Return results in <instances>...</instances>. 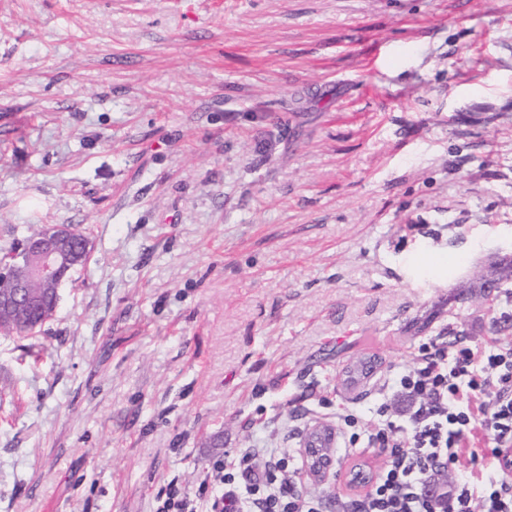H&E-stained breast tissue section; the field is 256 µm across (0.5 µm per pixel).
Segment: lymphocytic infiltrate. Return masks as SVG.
<instances>
[{"label": "lymphocytic infiltrate", "mask_w": 512, "mask_h": 512, "mask_svg": "<svg viewBox=\"0 0 512 512\" xmlns=\"http://www.w3.org/2000/svg\"><path fill=\"white\" fill-rule=\"evenodd\" d=\"M336 435L344 455L385 458L369 491L343 501V512H512V472L499 459L512 443V343L430 339L412 367L379 377L361 415L337 414ZM464 451L479 471L456 470ZM256 457L214 461L192 494L167 483L157 512H323L279 467L256 471ZM449 471L453 480L440 483Z\"/></svg>", "instance_id": "obj_1"}]
</instances>
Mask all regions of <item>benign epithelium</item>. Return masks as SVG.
I'll return each instance as SVG.
<instances>
[{
    "label": "benign epithelium",
    "instance_id": "7a95c632",
    "mask_svg": "<svg viewBox=\"0 0 512 512\" xmlns=\"http://www.w3.org/2000/svg\"><path fill=\"white\" fill-rule=\"evenodd\" d=\"M89 253V246L74 244L72 229L65 225L50 226L43 232L25 239L15 259L26 270L18 277L4 272L0 266V311L21 314L25 310L51 301L58 305L59 291L68 271L81 256ZM47 288L46 296L34 291V284ZM301 452L305 459L304 480L330 485L336 480V430L326 424L313 425L306 434Z\"/></svg>",
    "mask_w": 512,
    "mask_h": 512
}]
</instances>
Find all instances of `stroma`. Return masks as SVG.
Masks as SVG:
<instances>
[{"label":"stroma","instance_id":"obj_1","mask_svg":"<svg viewBox=\"0 0 512 512\" xmlns=\"http://www.w3.org/2000/svg\"><path fill=\"white\" fill-rule=\"evenodd\" d=\"M82 228L0 334V512H153L296 455L345 368L512 342V0H0V249ZM53 314V306H50L46 312L32 310L20 320H10L1 314L0 332L7 335L31 336L40 331L42 325L45 324Z\"/></svg>","mask_w":512,"mask_h":512}]
</instances>
